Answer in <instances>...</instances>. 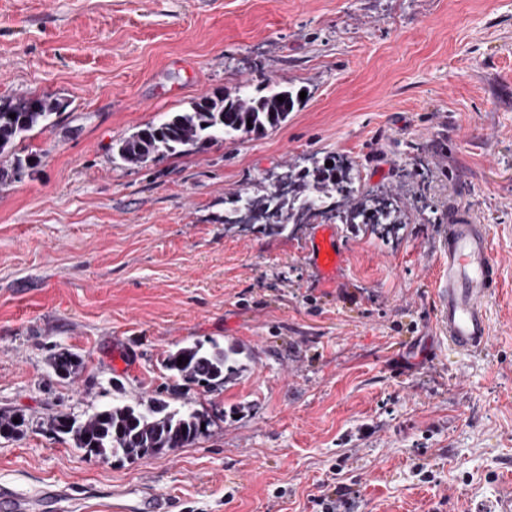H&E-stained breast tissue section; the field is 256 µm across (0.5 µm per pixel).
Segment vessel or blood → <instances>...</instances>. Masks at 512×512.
Here are the masks:
<instances>
[{"instance_id": "vessel-or-blood-1", "label": "vessel or blood", "mask_w": 512, "mask_h": 512, "mask_svg": "<svg viewBox=\"0 0 512 512\" xmlns=\"http://www.w3.org/2000/svg\"><path fill=\"white\" fill-rule=\"evenodd\" d=\"M308 250L316 277L334 278L343 261L334 227L315 231ZM439 254L432 288L435 323L453 348L483 352L490 335L485 304L498 284L487 225L470 223L463 209L449 212L439 230Z\"/></svg>"}]
</instances>
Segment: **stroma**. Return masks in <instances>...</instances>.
Instances as JSON below:
<instances>
[{
  "label": "stroma",
  "instance_id": "obj_1",
  "mask_svg": "<svg viewBox=\"0 0 512 512\" xmlns=\"http://www.w3.org/2000/svg\"><path fill=\"white\" fill-rule=\"evenodd\" d=\"M305 88L260 138L129 167L121 139L219 90ZM67 107L0 186V487L54 512H499L512 496V0H0V98ZM349 161L402 224L337 227L335 278L224 201L289 165ZM488 225L501 286L483 354L434 322L439 227ZM242 349L244 371L185 396L213 413L188 448L88 457L49 434L169 398L175 347ZM82 365L58 377L54 353Z\"/></svg>",
  "mask_w": 512,
  "mask_h": 512
}]
</instances>
